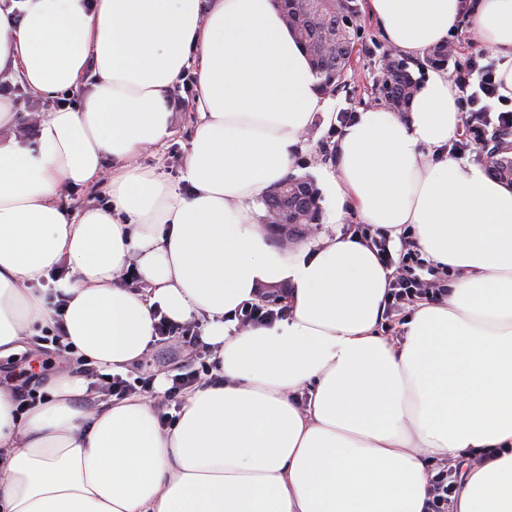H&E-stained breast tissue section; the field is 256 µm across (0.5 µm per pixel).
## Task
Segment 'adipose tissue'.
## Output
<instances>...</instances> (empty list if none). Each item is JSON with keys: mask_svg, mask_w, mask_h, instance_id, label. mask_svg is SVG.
Here are the masks:
<instances>
[{"mask_svg": "<svg viewBox=\"0 0 512 512\" xmlns=\"http://www.w3.org/2000/svg\"><path fill=\"white\" fill-rule=\"evenodd\" d=\"M366 11L411 56L468 26L512 101V0ZM2 70L54 107L32 143L0 141V361L59 322L87 366L122 373L160 312L203 319L219 363L170 428L147 396L87 409L85 373H59L23 412L0 379V512H431L443 467L449 512H512V188L449 155L447 73H428L408 115L360 110L336 146L337 219L412 229L451 279L393 341V271L374 247L349 233L291 257L261 225L307 129L335 119L274 0H0ZM189 74L177 188L133 160L171 136L167 95ZM103 180L106 205L64 203ZM130 268L143 288L121 285ZM275 285L286 317L240 326Z\"/></svg>", "mask_w": 512, "mask_h": 512, "instance_id": "obj_1", "label": "adipose tissue"}]
</instances>
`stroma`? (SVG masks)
<instances>
[{
    "mask_svg": "<svg viewBox=\"0 0 512 512\" xmlns=\"http://www.w3.org/2000/svg\"><path fill=\"white\" fill-rule=\"evenodd\" d=\"M393 49L388 44L379 25L369 16L361 18V39L353 62L340 90L331 96L332 112L357 114L360 109L383 105L384 100L375 90V81L386 55ZM18 74L0 72V85L6 87L20 114L19 121L10 127L0 128V138L32 141L37 128L38 116L48 114L53 105L29 89L21 88ZM172 106V134L166 144L158 149L143 152L136 159L137 165L155 169L172 185H180L181 172L189 147L192 121V85L183 82L169 93ZM336 138L330 137L329 127L315 121L309 128L304 142L305 149L298 153L293 165L295 174L311 176L321 192L322 219L312 231L295 238L288 247L289 255H297L305 246L320 238L335 234H347L359 226L356 215H348L345 223H335V202L328 189L330 176L336 168ZM202 322L182 327L180 333L160 338L145 358L132 366L126 380L167 379L193 368L192 351L205 353L207 360H214L213 348L201 340ZM76 358L62 357L51 343L28 346L20 357L0 363V376L12 380L24 389L43 391L59 372L75 368Z\"/></svg>",
    "mask_w": 512,
    "mask_h": 512,
    "instance_id": "1",
    "label": "stroma"
}]
</instances>
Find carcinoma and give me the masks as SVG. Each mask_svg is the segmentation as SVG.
<instances>
[{
	"mask_svg": "<svg viewBox=\"0 0 512 512\" xmlns=\"http://www.w3.org/2000/svg\"><path fill=\"white\" fill-rule=\"evenodd\" d=\"M325 12L320 16L309 14L303 3L286 0L279 3L280 12H288L291 20L288 27L296 40L305 48L311 67L319 78V89L324 94L336 93L344 83L352 54L355 49V34L360 13V0H326ZM450 50L440 46L428 52L422 65L442 68L448 63ZM393 84L386 86L384 100L394 112L409 110L413 79L406 65L397 62L393 65ZM495 144L498 150L497 161L490 170L491 175L502 184L512 188V142L498 135ZM295 185L280 195L272 189L264 199L265 210L288 208L293 215L298 211L305 214L307 221L320 220L319 190L313 180L306 176L292 177Z\"/></svg>",
	"mask_w": 512,
	"mask_h": 512,
	"instance_id": "carcinoma-1",
	"label": "carcinoma"
}]
</instances>
